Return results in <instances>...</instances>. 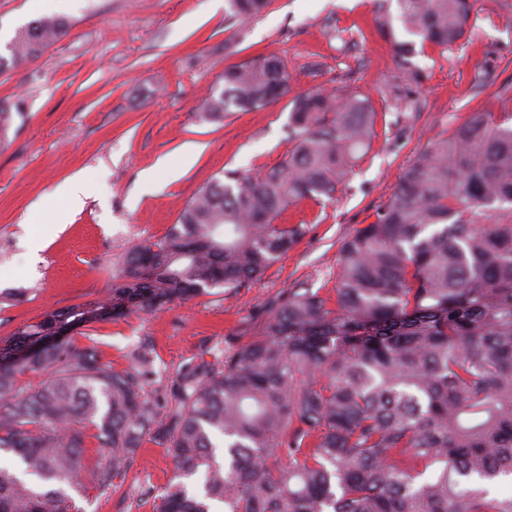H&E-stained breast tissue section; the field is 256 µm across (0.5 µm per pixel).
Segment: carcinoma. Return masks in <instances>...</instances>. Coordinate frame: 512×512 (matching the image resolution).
<instances>
[{"label": "carcinoma", "instance_id": "1", "mask_svg": "<svg viewBox=\"0 0 512 512\" xmlns=\"http://www.w3.org/2000/svg\"><path fill=\"white\" fill-rule=\"evenodd\" d=\"M240 20L270 0H229ZM378 0V31L397 57ZM406 33L448 49L476 0H397ZM67 22L19 29L0 69L40 57ZM204 121L288 93V63L258 55L224 69ZM376 112L357 88L296 95L292 147L252 176L224 172L158 240L120 262L107 294L44 313L0 340V512H82L66 492L115 487L149 436L176 482L158 512H512L474 481L512 476V126L482 107L419 152L375 220L340 244L335 297L300 284L261 336L184 375L160 417L142 345L114 370L78 344L83 328L259 280L306 233L288 206L332 201L371 146ZM42 375L34 383L29 375ZM95 448H90L92 441ZM94 454H89V450ZM199 475L201 489L185 480Z\"/></svg>", "mask_w": 512, "mask_h": 512}]
</instances>
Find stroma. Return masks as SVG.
<instances>
[{
  "label": "stroma",
  "mask_w": 512,
  "mask_h": 512,
  "mask_svg": "<svg viewBox=\"0 0 512 512\" xmlns=\"http://www.w3.org/2000/svg\"><path fill=\"white\" fill-rule=\"evenodd\" d=\"M375 9L374 0H271L242 22L228 0H0L1 44L36 18L68 24L40 58L0 70V105L11 109L0 140V338L103 295L119 257L162 237L208 181L277 163L290 147L292 95L354 82L373 98L377 137L335 201L289 208L287 223L308 227L292 250L247 287L95 325L79 343L117 369L149 345L157 399L171 406L181 373L258 335L288 289L332 291L341 241L373 222L429 140L489 102L512 113V0H478L468 43L417 48L414 81ZM257 55L287 61L288 96L201 121L225 67ZM74 177L84 190L77 207L56 192ZM36 210L39 225L29 220ZM174 473L167 449L147 439L119 487H86L78 503L83 512H157Z\"/></svg>",
  "instance_id": "stroma-1"
}]
</instances>
